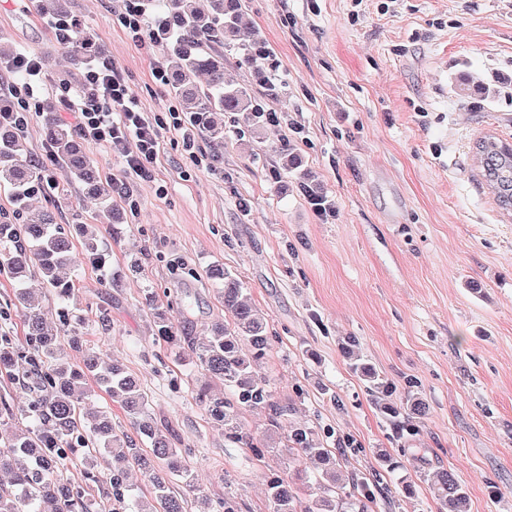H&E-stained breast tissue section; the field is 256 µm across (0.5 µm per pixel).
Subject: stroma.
Masks as SVG:
<instances>
[{
	"label": "stroma",
	"instance_id": "35a3bbf8",
	"mask_svg": "<svg viewBox=\"0 0 512 512\" xmlns=\"http://www.w3.org/2000/svg\"><path fill=\"white\" fill-rule=\"evenodd\" d=\"M29 0H0V42L51 58L42 97L61 98L73 74ZM277 66L259 80L224 53V78L249 90L280 126L252 114L223 116L224 141L197 133L208 168H196L171 134L150 177L124 172L105 146L88 151L123 215L100 225L111 266L77 257L68 306L88 339L139 379L157 423L191 452L212 501L232 491L238 512H268L267 475L312 473L274 448L264 456L226 442L195 399L190 358L157 345L155 326L202 340L224 306L210 276L235 273L275 337L256 365L294 422L348 438L343 475L379 474L391 489L378 512H436L431 485L454 472L469 512H512V220L503 216L473 158L485 134L512 141V0H240ZM71 13L128 80L144 112L168 120L178 104L152 71L161 47L134 42L122 0H69ZM467 84V96L455 88ZM301 160L288 169L272 146ZM336 201L317 216L298 176ZM136 208H129V200ZM157 293L155 309L144 289ZM107 312L109 330L94 323ZM426 414L409 441L394 437L343 347ZM397 460L396 469L383 457ZM414 483L407 496L403 482Z\"/></svg>",
	"mask_w": 512,
	"mask_h": 512
}]
</instances>
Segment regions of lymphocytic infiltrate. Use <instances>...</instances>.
I'll return each mask as SVG.
<instances>
[{
	"label": "lymphocytic infiltrate",
	"instance_id": "1",
	"mask_svg": "<svg viewBox=\"0 0 512 512\" xmlns=\"http://www.w3.org/2000/svg\"><path fill=\"white\" fill-rule=\"evenodd\" d=\"M83 84L85 94L72 102L75 126L89 142L117 150L126 171L139 177L150 175L161 152L160 133L164 130L181 140L194 166H202L195 134L183 113L170 112L165 123L149 118L123 73L108 59H94L83 74Z\"/></svg>",
	"mask_w": 512,
	"mask_h": 512
}]
</instances>
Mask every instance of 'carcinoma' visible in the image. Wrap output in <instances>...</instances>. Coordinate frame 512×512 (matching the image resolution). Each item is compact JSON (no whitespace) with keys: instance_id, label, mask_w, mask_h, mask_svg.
Instances as JSON below:
<instances>
[{"instance_id":"obj_1","label":"carcinoma","mask_w":512,"mask_h":512,"mask_svg":"<svg viewBox=\"0 0 512 512\" xmlns=\"http://www.w3.org/2000/svg\"><path fill=\"white\" fill-rule=\"evenodd\" d=\"M31 8L43 17L74 20L68 37L56 39V49L72 55L75 66L83 67L102 51L94 32L70 14L66 0H31ZM248 27L249 20L238 0H208L205 7L196 0H158L157 16L145 28L147 39L167 52L169 90L180 111L214 140L224 137V125L214 121V114L261 112L248 89L224 81L226 48L238 50L242 64L262 74L263 44L233 43ZM190 74L204 75V83H185ZM30 111L41 121L56 166L68 172L71 183L87 187L99 200L96 221L112 223V185L102 181L83 148L79 131L61 115L62 107L48 97ZM474 159L499 209L512 206V145L492 134L484 135L475 143ZM51 177L52 170L28 160L21 124L12 118L0 121V189L13 198L18 220L16 224H0V263L18 285L10 305L21 317L24 329L20 344L0 336V374L30 393L21 407L0 405V426L19 425L6 439H0V474L7 475V479L0 480V512H185L184 500L172 490V483L176 479L194 490L195 472L187 461V452L173 447L172 434L154 426L146 394L132 376L76 327L70 330L68 342L80 354L82 363L72 367L62 361L58 356V331L47 324L39 303L23 288L29 277L37 275L59 302L65 303L74 295V284L63 277L64 270L75 261L70 228L55 223L48 212L36 220L27 214L30 194L49 191L48 204L52 207L56 206L55 198L65 194L63 186L48 187ZM507 215L512 216V209ZM79 232L85 255L97 264H109L96 229L81 224ZM211 277L221 285L217 292L228 320L215 322L210 336L192 353L197 368L224 381L229 394L220 396L199 387L195 390L196 401L224 430V440L243 443L257 456L271 444L245 431L240 414L246 408H267L271 426L284 431V447L313 461L318 470L314 475L318 493L307 501L300 497L297 484L272 473L267 481L268 512H377L381 501L378 479L369 474L348 482L341 479V449L326 447L318 426L292 423L289 416L295 411L293 403L281 400L255 371L256 362L270 350L273 336L256 313L241 280L220 265L212 267ZM159 339L168 350L184 354L182 337L175 328L160 325ZM344 353L367 382L392 434L400 438L412 434L413 417L425 414L423 400L413 394L407 396L409 413H401L385 402L391 389L385 377L354 356L351 349L344 348ZM21 362L28 369L19 374L15 366ZM88 381L123 408L132 432L118 434L106 412L90 422L81 420L82 403L91 395ZM145 441L147 449L141 447ZM105 455L112 457V467L101 470L98 458ZM78 456L86 461L85 485L72 484L63 476L68 461ZM130 467L141 470L152 486V499L146 505L127 492L125 481ZM95 488L102 491L101 503L92 494ZM198 498L203 512H237V502L229 493L215 511L204 493ZM434 501L437 512L468 510V494L448 470L436 477Z\"/></svg>"}]
</instances>
